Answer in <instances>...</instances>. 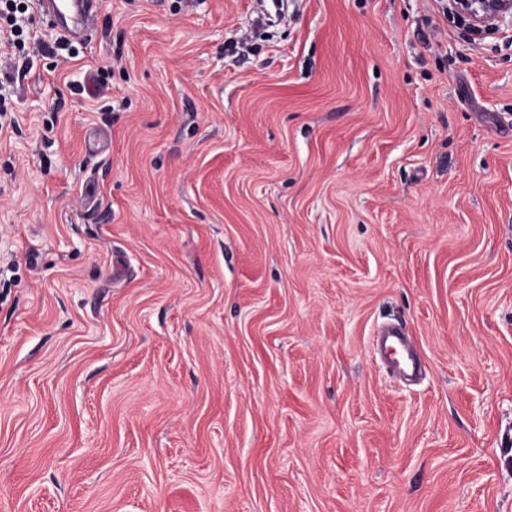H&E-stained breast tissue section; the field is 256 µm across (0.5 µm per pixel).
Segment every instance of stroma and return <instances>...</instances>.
<instances>
[{
	"instance_id": "obj_1",
	"label": "stroma",
	"mask_w": 512,
	"mask_h": 512,
	"mask_svg": "<svg viewBox=\"0 0 512 512\" xmlns=\"http://www.w3.org/2000/svg\"><path fill=\"white\" fill-rule=\"evenodd\" d=\"M447 3L0 45V512H512V32ZM380 336L382 351L393 364L397 374L404 377H413L420 372L419 358L411 348L402 326L385 329L380 333Z\"/></svg>"
}]
</instances>
